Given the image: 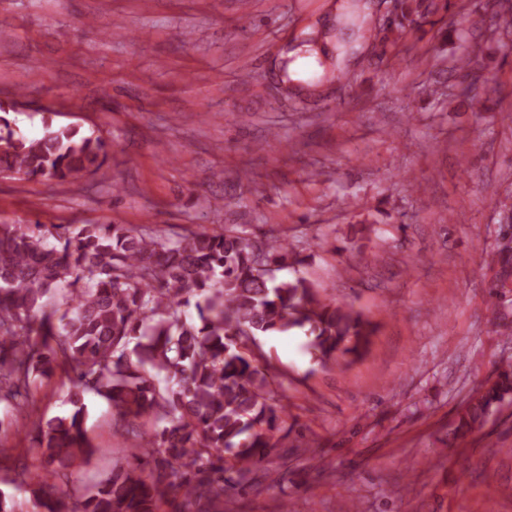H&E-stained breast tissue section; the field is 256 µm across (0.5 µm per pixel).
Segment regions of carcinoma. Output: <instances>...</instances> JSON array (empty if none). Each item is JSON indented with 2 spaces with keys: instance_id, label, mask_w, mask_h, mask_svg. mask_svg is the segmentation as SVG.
<instances>
[{
  "instance_id": "1",
  "label": "carcinoma",
  "mask_w": 512,
  "mask_h": 512,
  "mask_svg": "<svg viewBox=\"0 0 512 512\" xmlns=\"http://www.w3.org/2000/svg\"><path fill=\"white\" fill-rule=\"evenodd\" d=\"M498 40L512 34V0H496ZM431 13L402 0L398 35ZM462 76L486 84L477 53ZM0 171L73 184L99 172L112 143L74 127L16 134L0 118ZM306 261L288 238L237 225L159 236L150 224H0V405L36 412L32 385L70 368L64 412L32 422L42 472L12 480L45 512H224L284 446L278 376L260 336L305 330L320 365L350 364L368 351L376 326L353 304L327 299L300 273ZM289 269L293 277L279 278ZM512 394V366L466 403L458 429L481 428ZM113 410L133 454L82 495L74 469L101 452L89 436L86 397Z\"/></svg>"
}]
</instances>
